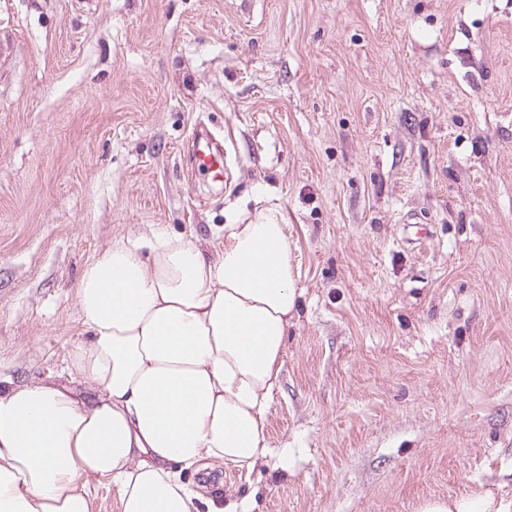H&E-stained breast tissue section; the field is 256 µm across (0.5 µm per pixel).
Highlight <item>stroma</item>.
<instances>
[{
  "label": "stroma",
  "instance_id": "1",
  "mask_svg": "<svg viewBox=\"0 0 512 512\" xmlns=\"http://www.w3.org/2000/svg\"><path fill=\"white\" fill-rule=\"evenodd\" d=\"M203 131L228 184L192 168ZM267 208L301 293L275 454L208 495L512 494V0H0L1 386L66 381L112 242L214 257Z\"/></svg>",
  "mask_w": 512,
  "mask_h": 512
}]
</instances>
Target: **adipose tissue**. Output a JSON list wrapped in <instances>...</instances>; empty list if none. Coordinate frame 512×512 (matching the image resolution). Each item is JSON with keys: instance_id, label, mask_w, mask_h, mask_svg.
<instances>
[{"instance_id": "ef3b65f1", "label": "adipose tissue", "mask_w": 512, "mask_h": 512, "mask_svg": "<svg viewBox=\"0 0 512 512\" xmlns=\"http://www.w3.org/2000/svg\"><path fill=\"white\" fill-rule=\"evenodd\" d=\"M287 230L269 209L225 225L214 258L159 230L89 261L76 298L90 340L68 355L87 393L0 386V512H91L94 478L120 512H248L182 473L250 471L273 453L267 412L299 306ZM420 512H512V497L485 489Z\"/></svg>"}]
</instances>
